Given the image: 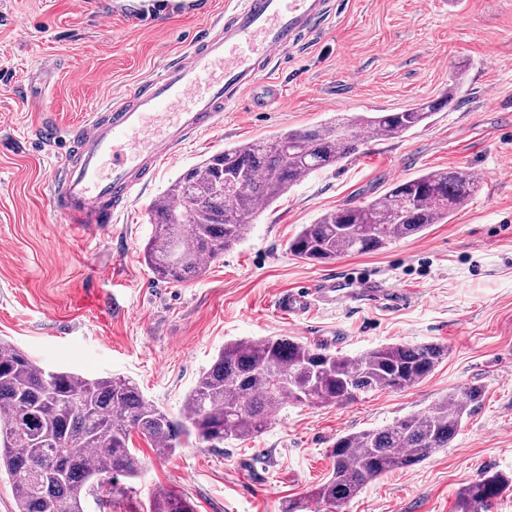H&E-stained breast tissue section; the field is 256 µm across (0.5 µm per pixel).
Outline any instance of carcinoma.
I'll return each instance as SVG.
<instances>
[{
	"instance_id": "obj_1",
	"label": "carcinoma",
	"mask_w": 512,
	"mask_h": 512,
	"mask_svg": "<svg viewBox=\"0 0 512 512\" xmlns=\"http://www.w3.org/2000/svg\"><path fill=\"white\" fill-rule=\"evenodd\" d=\"M460 90L455 79L436 102L289 130L212 154L154 200L145 263L168 281L197 277L205 262L247 238L259 205H271L295 183L341 163L371 135L397 137L428 122L453 106ZM226 172L243 180L238 192L219 189ZM479 184L473 172L460 168L397 181L364 205L328 211L303 225L288 250L318 263L378 251L447 222ZM447 354L439 344L386 345L348 356L289 336L236 341L202 372L176 421L128 378L48 368L0 339V474L11 481L17 512H85L88 497L106 491L122 498L127 487L120 478L141 474L144 462L130 447L135 433L167 456L192 434L213 445L250 439L287 403L343 404L378 390L401 391L429 377ZM483 396V386L471 384L384 428L339 437L330 476L306 499L336 507L381 476L449 447ZM510 490L512 477L483 475L459 491L457 512H492ZM148 512L194 507L178 493L160 491Z\"/></svg>"
}]
</instances>
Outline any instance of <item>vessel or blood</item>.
Returning <instances> with one entry per match:
<instances>
[{
    "instance_id": "1",
    "label": "vessel or blood",
    "mask_w": 512,
    "mask_h": 512,
    "mask_svg": "<svg viewBox=\"0 0 512 512\" xmlns=\"http://www.w3.org/2000/svg\"><path fill=\"white\" fill-rule=\"evenodd\" d=\"M327 10L328 0H235L222 23L170 56L158 75L113 95L105 114L65 135L47 126L48 140L66 147L50 194L62 222L79 235L111 223L154 180L167 155L265 86L270 64ZM403 297L371 281L358 288L346 278H323L279 292L276 308L298 318L346 298L380 304Z\"/></svg>"
}]
</instances>
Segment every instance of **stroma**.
Here are the masks:
<instances>
[{
    "mask_svg": "<svg viewBox=\"0 0 512 512\" xmlns=\"http://www.w3.org/2000/svg\"><path fill=\"white\" fill-rule=\"evenodd\" d=\"M124 0H0V337L39 364L90 377L121 374L173 417L225 343L295 337L350 355L386 344H440L433 374L402 391L344 404L288 405L248 440L184 439L168 457L132 442L145 462L118 504L86 512H146L159 489L195 512H281L324 482L338 437L392 424L467 384L485 395L450 447L388 473L333 512H455L456 494L484 473L512 475V0H331L329 16L291 47L265 109L236 107L165 159L129 208L90 237L59 224L49 187L60 147L43 122L73 127L113 93L158 73L223 20L225 0L190 15L168 0L130 18ZM464 91L452 109L395 138H378L289 188L249 236L198 277L159 280L143 261L149 208L183 171L215 151L342 114L400 112ZM44 91L47 111L30 105ZM462 168L481 188L448 223L386 248L327 264L287 243L321 214L384 193L427 170ZM356 271L411 301L388 308L345 301L293 320L278 292Z\"/></svg>",
    "mask_w": 512,
    "mask_h": 512,
    "instance_id": "1",
    "label": "stroma"
}]
</instances>
